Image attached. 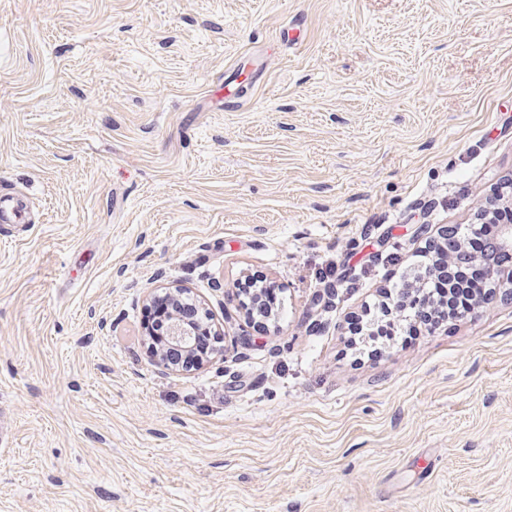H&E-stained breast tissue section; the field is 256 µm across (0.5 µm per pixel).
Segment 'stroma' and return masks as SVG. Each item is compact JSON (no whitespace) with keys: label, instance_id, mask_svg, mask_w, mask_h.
<instances>
[{"label":"stroma","instance_id":"1","mask_svg":"<svg viewBox=\"0 0 512 512\" xmlns=\"http://www.w3.org/2000/svg\"><path fill=\"white\" fill-rule=\"evenodd\" d=\"M510 178L512 0H0V512H512V298L342 336L380 241ZM175 285L223 333L191 371L141 340ZM28 202L22 194L0 195V223L21 224L26 222ZM311 288H319L314 291V301L321 302L336 295L337 288H355L356 281L349 279V275L341 268V265L333 259H327L315 272L314 281L310 283ZM235 287L239 296H244L248 300V303L244 304H250L256 310L258 305L263 306L268 314L278 306L279 296L282 293L279 284L255 273L242 278Z\"/></svg>","mask_w":512,"mask_h":512}]
</instances>
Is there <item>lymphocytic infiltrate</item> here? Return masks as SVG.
<instances>
[{"label": "lymphocytic infiltrate", "instance_id": "1", "mask_svg": "<svg viewBox=\"0 0 512 512\" xmlns=\"http://www.w3.org/2000/svg\"><path fill=\"white\" fill-rule=\"evenodd\" d=\"M491 221L476 233L450 232L442 226L433 240L419 250L425 277L419 285L408 287L392 281L381 291L382 299L371 318L349 322V345L365 339L373 345L395 342L414 343L420 336L439 330L459 320L475 299L486 298L491 290L487 264H494L501 277L512 275V254H489V242L496 225L512 223V204H492ZM197 322L202 318L199 308L170 295L156 297L145 310L144 326L151 345L161 347L167 342L171 316Z\"/></svg>", "mask_w": 512, "mask_h": 512}]
</instances>
